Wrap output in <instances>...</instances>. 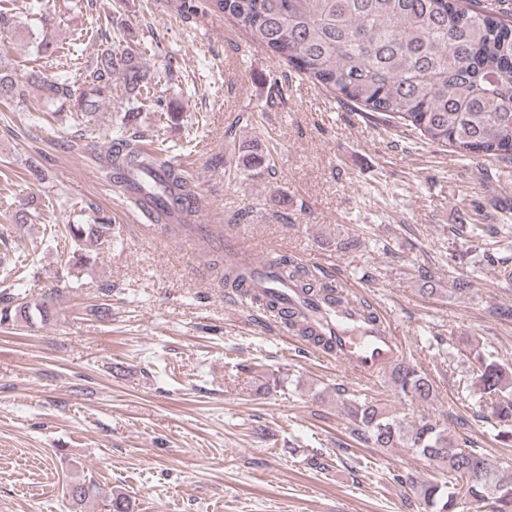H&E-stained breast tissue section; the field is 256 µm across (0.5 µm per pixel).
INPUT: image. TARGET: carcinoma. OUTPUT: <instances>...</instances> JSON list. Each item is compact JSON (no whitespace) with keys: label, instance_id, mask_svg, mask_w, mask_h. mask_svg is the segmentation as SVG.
<instances>
[{"label":"carcinoma","instance_id":"1","mask_svg":"<svg viewBox=\"0 0 512 512\" xmlns=\"http://www.w3.org/2000/svg\"><path fill=\"white\" fill-rule=\"evenodd\" d=\"M29 9L40 12L42 30L36 41L42 59L55 56L59 47L49 31L51 20L41 0ZM207 10L222 14L250 41L305 75L341 103L362 112L391 119L432 144L449 147L462 157L496 156L512 161V14L485 7L481 0H207ZM141 48L106 44L95 65L81 75L76 93L64 72L30 69L27 84L19 83L15 67L0 52V102L21 98L25 86L42 92L48 104L66 95L76 119L91 123L103 99L112 96V78L122 80L127 103L150 93L152 77L141 62ZM134 112L117 123L103 165L113 182L125 187L123 176L153 167L141 140L129 134ZM236 169L252 172L270 165L269 155L250 144L227 145ZM189 199L193 191L182 172L171 166L159 194ZM470 236L489 242L485 253L491 264L512 260V236L497 224H471ZM113 224L98 216L91 224L49 225L48 240L63 233L71 243L72 258L80 261L102 241L112 237ZM215 277L231 289H245L257 302L274 310L269 297L250 291L242 263L219 257L210 263ZM282 275L307 296L320 293L338 306H349L332 295L323 280L293 259L283 262ZM36 278L34 268L19 259L0 269V324H44L52 317L49 301L28 300L26 286ZM354 308L359 325L374 326L377 310L364 300ZM288 328L313 344L322 342L317 331L293 317ZM475 369L461 391L473 400L477 413L493 418L503 430L504 444L512 441V366L497 351H471ZM395 393L409 402H425L435 392L431 379L406 361L389 372ZM349 419V437L373 448H408L429 459L441 478L418 481L411 474L393 479L411 489L424 512H461L468 501H489L491 512H512V481L503 472L512 465L487 455L465 437L453 435L439 421L422 417L409 424L389 415L377 402L341 393ZM75 502L97 498L105 512H131L128 497L84 480L68 484Z\"/></svg>","mask_w":512,"mask_h":512}]
</instances>
